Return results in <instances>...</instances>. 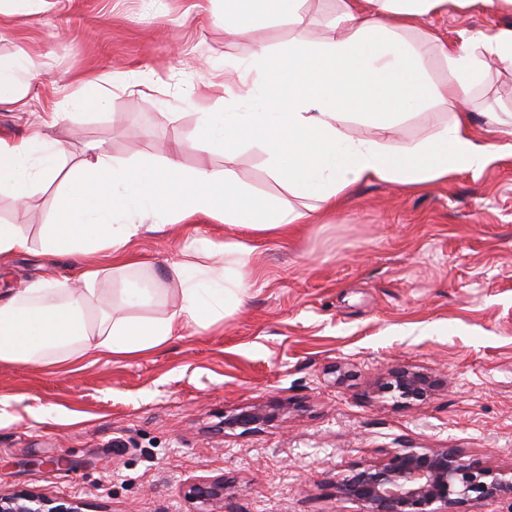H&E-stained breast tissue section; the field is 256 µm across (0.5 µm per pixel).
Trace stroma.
<instances>
[{
  "label": "stroma",
  "mask_w": 512,
  "mask_h": 512,
  "mask_svg": "<svg viewBox=\"0 0 512 512\" xmlns=\"http://www.w3.org/2000/svg\"><path fill=\"white\" fill-rule=\"evenodd\" d=\"M224 0H51L38 16L0 14V56L49 55L27 105H0V137L32 131L61 112L73 153L102 140L122 163L161 159L180 140L182 162L209 159L195 139L198 107L223 109L199 80L222 81L251 51L276 47L285 23L228 39L215 24ZM425 30L474 41L512 28V7L448 12ZM123 72L141 91L111 88L107 111L72 112L65 93L77 78ZM478 141L512 143V67L487 69L470 93ZM452 110L414 116L397 134L347 122L354 136L388 144L435 133ZM233 168L258 194L282 195L266 156L239 147ZM60 181L36 187L26 210L0 193V222L23 225L30 252L0 263V287L70 275L74 264L39 255ZM252 246L251 289L240 309L205 331L188 328L138 358L94 356L76 368L0 365V495L23 492L81 512H200L185 492L222 477L230 489L213 512H353L336 479L393 448H454L493 470L512 469V158L416 191L360 184L337 212L285 236L196 219L133 238L128 252L144 274L165 279L171 263L209 259L202 244ZM408 367L447 379L411 403L383 390ZM348 378L338 381L337 369ZM281 406L277 421L249 432L225 414Z\"/></svg>",
  "instance_id": "35a3bbf8"
}]
</instances>
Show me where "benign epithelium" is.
Returning <instances> with one entry per match:
<instances>
[{
	"instance_id": "1",
	"label": "benign epithelium",
	"mask_w": 512,
	"mask_h": 512,
	"mask_svg": "<svg viewBox=\"0 0 512 512\" xmlns=\"http://www.w3.org/2000/svg\"><path fill=\"white\" fill-rule=\"evenodd\" d=\"M444 380L410 368L391 371L383 391L398 398L422 401ZM275 414L249 410L227 415L224 428L250 430L270 422ZM336 495L356 505V512H462L489 500L512 499V471H493L466 460L454 448H399L383 461L357 464L337 477ZM227 484L222 479L191 484L188 497L203 503L221 501ZM0 512H79L74 503L48 507L33 495L0 496Z\"/></svg>"
}]
</instances>
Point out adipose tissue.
<instances>
[{
    "instance_id": "1",
    "label": "adipose tissue",
    "mask_w": 512,
    "mask_h": 512,
    "mask_svg": "<svg viewBox=\"0 0 512 512\" xmlns=\"http://www.w3.org/2000/svg\"><path fill=\"white\" fill-rule=\"evenodd\" d=\"M481 0H339L335 34L308 35L304 0H224V33L239 39L284 21L296 32L271 48L254 44L222 83L223 110L199 112L195 136L211 154L232 157L236 148L259 147L285 196L255 194L232 167L186 168L179 144L159 161L135 165L114 160L102 142L86 144L75 165L67 143L51 136L60 115L48 112L21 139L0 138V191L27 206L34 188L63 178L50 224L41 232V253L79 260L76 280L34 278L0 291V364L72 366L95 354L134 357L167 345L179 332L221 322L243 303L250 246L210 245L214 265L171 264L179 301L165 316L138 311L154 304L159 290L135 275L125 252L141 232L190 218L245 227L261 236L284 235L314 223L318 212L336 210L366 181L422 189L491 160L512 156V144L478 142L460 107L483 67V55L512 67V29L484 37L481 46L461 38L441 43L450 78L438 83L428 71L422 42L412 31L448 7ZM44 66L40 56L0 57V103L25 105L28 80ZM112 74L83 79L66 97L83 111L107 107ZM456 105L434 136L398 145L347 133L348 120L397 132L418 111ZM310 201L301 210L295 203ZM116 288H109V281Z\"/></svg>"
}]
</instances>
